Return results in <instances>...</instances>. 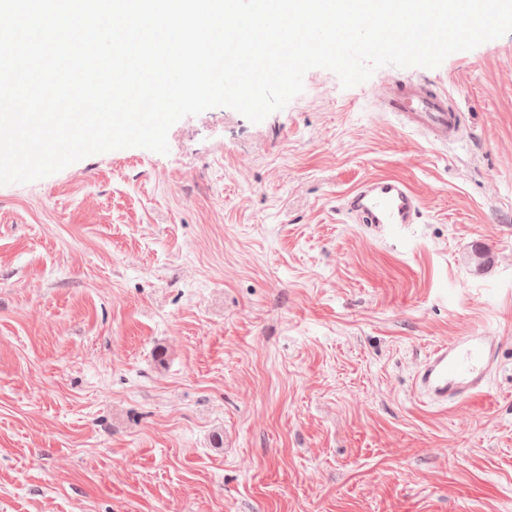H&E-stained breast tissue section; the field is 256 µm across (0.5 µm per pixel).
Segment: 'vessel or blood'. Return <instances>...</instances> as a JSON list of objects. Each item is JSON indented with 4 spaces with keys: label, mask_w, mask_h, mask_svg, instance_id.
Listing matches in <instances>:
<instances>
[{
    "label": "vessel or blood",
    "mask_w": 512,
    "mask_h": 512,
    "mask_svg": "<svg viewBox=\"0 0 512 512\" xmlns=\"http://www.w3.org/2000/svg\"><path fill=\"white\" fill-rule=\"evenodd\" d=\"M380 109L394 114L404 128L432 144L457 142L466 132L459 110L448 102L447 91L411 75L385 80ZM341 210L352 223L367 224L383 233L416 223L420 200L404 179L380 176L360 182L346 194ZM495 357V348L483 336L458 337L429 354L415 376V386L427 403L438 406L482 394L495 368Z\"/></svg>",
    "instance_id": "b4317fda"
}]
</instances>
